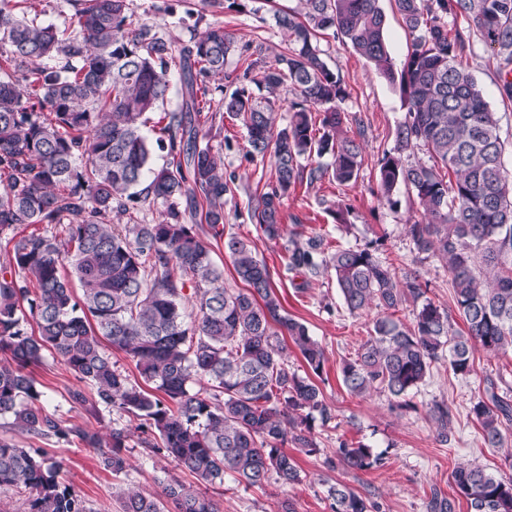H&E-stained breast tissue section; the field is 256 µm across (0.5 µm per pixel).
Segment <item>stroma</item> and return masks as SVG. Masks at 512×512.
<instances>
[{"mask_svg": "<svg viewBox=\"0 0 512 512\" xmlns=\"http://www.w3.org/2000/svg\"><path fill=\"white\" fill-rule=\"evenodd\" d=\"M128 3L134 20L154 24L157 30L181 42L193 34V14H203L208 23H222L236 39L237 50L225 68L234 77L242 75L245 60L256 45H264L271 54L280 49L276 28L253 13L252 0H222L217 7L207 6L205 0ZM17 10L45 25L71 29L76 23V9L69 0H19ZM321 47L327 52L329 67L340 73L347 88L340 111L350 119H359L358 124L350 122L346 129L351 134L358 130L363 133L364 152L356 181L345 186L328 179L297 184L284 202V231L280 238L270 240L252 222L250 209L272 177V163L247 160L246 131L240 120L230 116L213 130L209 144L223 151L224 170L235 176L232 191L224 198L226 230L255 246L258 257L270 270L285 314L304 323L326 351L324 371L317 384L333 419L326 426L314 428L318 452L298 454L299 483L284 485L272 480L264 488L247 489L228 479L220 486H206L204 492L217 503L220 512H281L286 504L292 512H331L327 490L340 482L378 502L381 512H426L432 489L452 495L451 472L458 463H472L512 479V465L506 463L504 450L484 447L479 427L469 415L470 403L482 395L486 379L496 381L512 398V351L498 355L476 351L473 371L464 378L454 376L446 364H438L427 382L411 394L413 407L407 411L390 410L386 394L355 397L343 387L341 361L353 356L366 340L373 317L345 311L332 277L323 274L306 279L289 272L291 240L318 236L332 249L364 248L378 242L379 257L396 273L419 271L428 283V298L450 309L454 302L447 268L419 254L405 234V225L421 218L416 197L400 193L397 205L391 206L378 194L379 161L393 148L396 126L407 111L398 85L379 74L351 45L332 38ZM462 63L475 75L490 106L501 117L502 136L509 143L506 167L512 172V103L502 102L498 95L495 62L478 44L473 56L463 58ZM339 209L345 213L341 224L334 217ZM33 375L47 396L48 410L57 417L100 431L128 424L124 413L73 403L71 390L87 393L91 387L59 357L47 356L34 367ZM436 401L448 403L454 415L453 435L445 445L437 441L428 416L429 406ZM145 438V433L135 434L127 451L130 467L117 477L103 468L99 450L51 440L45 446L62 459L63 481L85 498L93 512H118L119 487L131 485L158 494L170 479L185 483L194 480L190 473L168 463L162 453L145 448ZM342 440L360 441L382 453L383 466L367 471L340 465L328 469L324 461L334 457Z\"/></svg>", "mask_w": 512, "mask_h": 512, "instance_id": "35a3bbf8", "label": "stroma"}]
</instances>
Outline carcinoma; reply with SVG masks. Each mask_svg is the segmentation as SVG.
Instances as JSON below:
<instances>
[{
    "mask_svg": "<svg viewBox=\"0 0 512 512\" xmlns=\"http://www.w3.org/2000/svg\"><path fill=\"white\" fill-rule=\"evenodd\" d=\"M265 2L283 51L270 63L255 47L242 77L260 94L220 85L216 99L210 80L224 78L236 51L219 24L181 43L134 22L127 0H74L71 30L21 17L12 0H0V64L9 70L0 77V234L34 224L53 230L16 240L9 268H0V353L8 355L0 360V417L32 439L105 449L101 464L115 476L128 467L132 428L90 431L48 412L29 371L46 354L92 386L93 404L138 420L135 429L153 432L165 457L202 483L222 484L228 476L253 487L274 475L295 484L300 469L288 447L318 451L313 421L333 419L312 380L323 374L325 350L305 324L283 314L255 247L224 230V195L234 176L224 171V153L199 140L225 112L247 131V158L272 160L273 180L251 210L269 239L281 236L283 199L297 183L356 179L362 131L341 133L337 102L346 88L320 48L325 35L350 43L399 84L407 112L394 148L380 160L378 191L390 204L402 189L416 196L422 220L405 225L406 235L448 268L466 326L452 330L448 309L426 297L419 272L400 279L369 248L328 253L323 239L308 238L289 250L288 271L334 276L351 315L378 310L370 336L342 363L344 388L360 397L383 392L391 409H404L441 361L466 377L476 348L512 350V175L500 117L461 64L473 51V26L496 59L500 97L512 102V0H394L411 37L399 64L386 43L379 0H299L296 10ZM175 80L181 107L164 113L152 144L144 134L147 114L164 104ZM284 89L294 99L279 126L275 106ZM156 149L172 166L150 167ZM417 150L428 161L408 162ZM305 158L316 165L302 166ZM157 203L162 220L144 223L140 212ZM114 213L127 222L112 224ZM208 237L224 240L244 288L224 286ZM188 286L194 315L185 307ZM409 302L414 319L406 327L391 312ZM30 319L32 332L24 328ZM287 340L312 375L288 365ZM107 343L135 362L141 381L112 363ZM202 381L205 392L193 390ZM469 413L484 447H505L512 401L493 380ZM429 415L437 439L448 441V405L433 403ZM336 460L365 471L380 466L382 455L341 441ZM60 469L46 449L0 436V490L26 493L24 512H92L59 480ZM452 480L469 512H512V479L461 464ZM328 496L332 512L377 508L339 483ZM118 497L120 512H166L167 499L177 512H219L177 479L162 499L134 488ZM454 508L432 490L427 512Z\"/></svg>",
    "mask_w": 512,
    "mask_h": 512,
    "instance_id": "cac0c4a2",
    "label": "carcinoma"
}]
</instances>
